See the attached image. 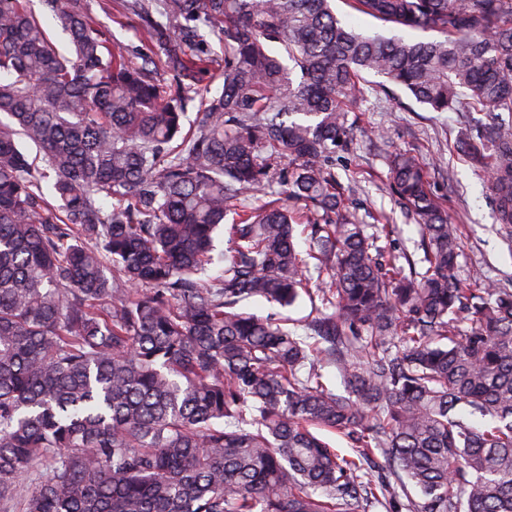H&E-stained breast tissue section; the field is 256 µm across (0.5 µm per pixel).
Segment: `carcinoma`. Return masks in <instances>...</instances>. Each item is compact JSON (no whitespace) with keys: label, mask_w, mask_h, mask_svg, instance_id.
<instances>
[{"label":"carcinoma","mask_w":512,"mask_h":512,"mask_svg":"<svg viewBox=\"0 0 512 512\" xmlns=\"http://www.w3.org/2000/svg\"><path fill=\"white\" fill-rule=\"evenodd\" d=\"M41 2L68 52L0 0V512H512V289L464 285L415 153L389 155L386 188L417 262L332 171L366 72L484 112L454 149L512 247V0H352L439 35L416 42L331 0H118L171 88L89 0ZM303 296L291 329L240 308ZM333 6L336 14L359 32L369 34L377 33L385 37L399 35L403 36L405 39H429L434 36L433 33L396 27L392 24H385L370 16L363 15L354 10L347 0H335Z\"/></svg>","instance_id":"carcinoma-1"}]
</instances>
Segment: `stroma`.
I'll use <instances>...</instances> for the list:
<instances>
[{
    "mask_svg": "<svg viewBox=\"0 0 512 512\" xmlns=\"http://www.w3.org/2000/svg\"><path fill=\"white\" fill-rule=\"evenodd\" d=\"M337 15L357 31L386 37L420 38L417 30L383 23L354 10L349 0H335ZM92 15L102 28L124 44L140 43V23L118 19L113 0H92ZM378 95L363 102L349 119L361 127H378L386 137L374 142L358 139L353 148L337 154L335 172L360 213L386 214L395 226L394 244L412 258L423 255L415 225L406 223L385 185L384 156L400 149H415L429 172L431 187L449 215L461 226V275L472 285L496 283L512 288V254L496 236L491 208L482 195V181L465 159L451 149L459 115L432 112L415 102L385 78L367 74Z\"/></svg>",
    "mask_w": 512,
    "mask_h": 512,
    "instance_id": "1",
    "label": "stroma"
}]
</instances>
